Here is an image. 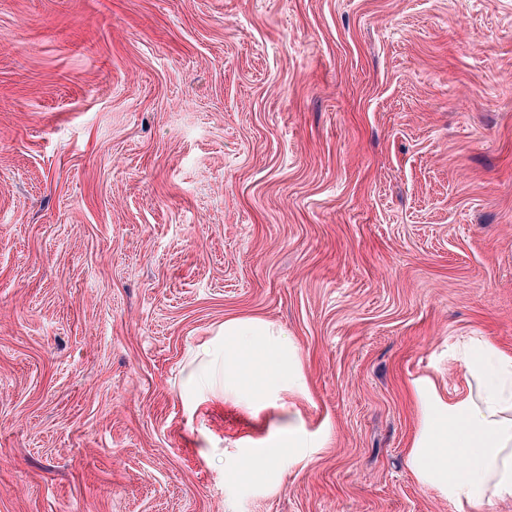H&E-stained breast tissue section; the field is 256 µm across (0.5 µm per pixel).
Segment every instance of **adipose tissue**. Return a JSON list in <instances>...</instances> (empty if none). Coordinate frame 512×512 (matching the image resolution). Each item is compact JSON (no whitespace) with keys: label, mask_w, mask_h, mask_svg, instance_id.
<instances>
[{"label":"adipose tissue","mask_w":512,"mask_h":512,"mask_svg":"<svg viewBox=\"0 0 512 512\" xmlns=\"http://www.w3.org/2000/svg\"><path fill=\"white\" fill-rule=\"evenodd\" d=\"M463 388L440 398L417 384L420 425L409 460L427 484L444 488L457 512L489 496L512 501V355L483 336L457 344ZM295 348L272 323L233 319L224 323V343L202 350L196 366L206 387L249 408L265 406L281 387L297 380ZM304 445L301 427L245 460L246 475L264 473L271 464Z\"/></svg>","instance_id":"obj_1"}]
</instances>
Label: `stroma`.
I'll return each mask as SVG.
<instances>
[{
	"instance_id": "35a3bbf8",
	"label": "stroma",
	"mask_w": 512,
	"mask_h": 512,
	"mask_svg": "<svg viewBox=\"0 0 512 512\" xmlns=\"http://www.w3.org/2000/svg\"><path fill=\"white\" fill-rule=\"evenodd\" d=\"M231 318L300 390L197 384ZM464 336L512 354V0H0V512H456ZM299 448H304V442L299 424L288 426V438L277 437L270 448L256 449L245 460L243 471L248 476L264 473L278 459L293 455Z\"/></svg>"
}]
</instances>
